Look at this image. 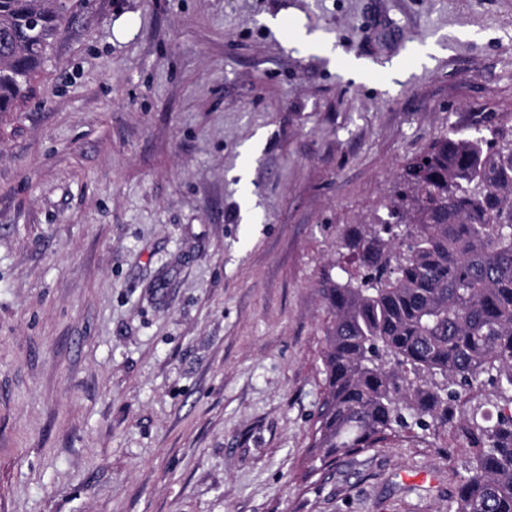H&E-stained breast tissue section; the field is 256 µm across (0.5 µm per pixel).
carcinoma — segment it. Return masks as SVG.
I'll return each instance as SVG.
<instances>
[{"label":"carcinoma","mask_w":512,"mask_h":512,"mask_svg":"<svg viewBox=\"0 0 512 512\" xmlns=\"http://www.w3.org/2000/svg\"><path fill=\"white\" fill-rule=\"evenodd\" d=\"M70 10L0 0V114L27 97ZM386 209L343 235L357 274L317 283L330 315L312 438L321 461L448 426L482 380L512 408V128L448 127L405 163ZM453 435L473 462L454 512H512V417L478 403Z\"/></svg>","instance_id":"obj_1"}]
</instances>
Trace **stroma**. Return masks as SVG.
<instances>
[{
  "mask_svg": "<svg viewBox=\"0 0 512 512\" xmlns=\"http://www.w3.org/2000/svg\"><path fill=\"white\" fill-rule=\"evenodd\" d=\"M74 2L0 115V512H452L449 432L301 482L316 284L449 126H512V0Z\"/></svg>",
  "mask_w": 512,
  "mask_h": 512,
  "instance_id": "obj_1",
  "label": "stroma"
}]
</instances>
